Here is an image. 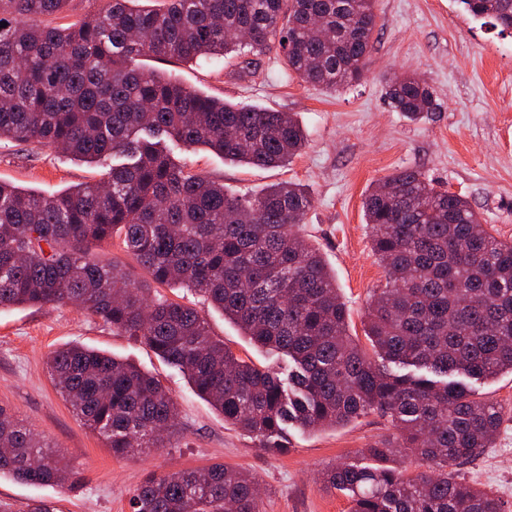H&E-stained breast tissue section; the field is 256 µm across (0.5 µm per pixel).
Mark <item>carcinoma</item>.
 Here are the masks:
<instances>
[{
    "mask_svg": "<svg viewBox=\"0 0 512 512\" xmlns=\"http://www.w3.org/2000/svg\"><path fill=\"white\" fill-rule=\"evenodd\" d=\"M67 2L0 0V137L116 163L96 183L47 196L0 183V308L71 304L141 338L262 448H286L290 424L315 432L381 412L399 434L366 449L376 466L323 473L352 512H504L497 495L456 471L492 447L502 424L470 381L512 373V241L416 168L376 183L363 201L387 274L365 326L376 363L354 342L336 278L300 233L313 206L307 188L281 182L231 195L163 146L175 140L245 166L284 167L306 144L294 113L224 101L139 63L274 50L300 81L335 93L367 70L375 0H108L66 27L48 23ZM459 3L512 30V0ZM316 17L323 36L310 30ZM385 95L412 121L440 106L411 75L387 79ZM115 236L150 280L92 258ZM155 285L202 294L254 343L288 358L287 377L237 357L196 309L152 298ZM47 367L113 455L171 444L178 407L154 376L78 345L53 351ZM1 475L78 481L70 460L3 406ZM130 507L258 512L257 481L222 463L149 475Z\"/></svg>",
    "mask_w": 512,
    "mask_h": 512,
    "instance_id": "1",
    "label": "carcinoma"
}]
</instances>
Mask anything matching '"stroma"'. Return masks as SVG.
Returning <instances> with one entry per match:
<instances>
[{"label": "stroma", "mask_w": 512, "mask_h": 512, "mask_svg": "<svg viewBox=\"0 0 512 512\" xmlns=\"http://www.w3.org/2000/svg\"><path fill=\"white\" fill-rule=\"evenodd\" d=\"M375 12L365 78L333 94L299 82L273 51L210 63L144 61L211 96L296 113L307 142L284 167L232 164L201 146L172 142L168 148L175 161H190L196 172L232 194L254 195L285 181L309 189L314 205L300 232L326 257L349 308L350 333L361 344L373 294L386 284L362 210L374 182L405 167L418 168L441 189L465 196L495 236L512 240V34L474 19L457 0H376ZM403 73L435 90L439 111L414 123L388 106L384 80ZM106 169V163L75 161L47 145L0 138V182L25 190L51 195L98 179ZM154 294L196 308L212 335L239 358L286 369L287 359L251 342L203 296L167 287ZM69 344L108 352L156 377L178 403L172 447L115 456L84 428L46 370L50 352ZM476 389L497 403L503 422L492 448L464 465L460 475L495 493L512 512V374L477 383ZM0 405L44 436L81 474L72 488L1 477L0 499L12 502L16 512L38 499L50 501L55 512H131L129 499L147 475L214 462L257 477L261 512H351L349 498L327 487L322 471L342 462L367 464L365 448L396 432L387 418L372 412L316 433L288 427V449L282 453L259 447L225 423L148 345L71 305L0 309Z\"/></svg>", "instance_id": "35a3bbf8"}]
</instances>
